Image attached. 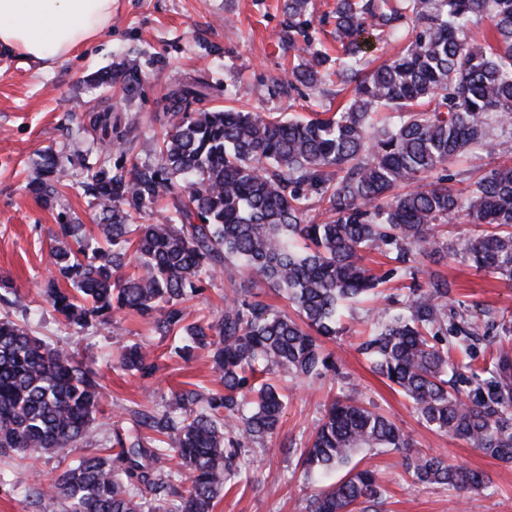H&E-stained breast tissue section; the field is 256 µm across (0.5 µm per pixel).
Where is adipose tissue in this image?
Wrapping results in <instances>:
<instances>
[{"instance_id":"1","label":"adipose tissue","mask_w":512,"mask_h":512,"mask_svg":"<svg viewBox=\"0 0 512 512\" xmlns=\"http://www.w3.org/2000/svg\"><path fill=\"white\" fill-rule=\"evenodd\" d=\"M112 19V0H0V47L39 69L75 55Z\"/></svg>"}]
</instances>
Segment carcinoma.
Segmentation results:
<instances>
[{"label":"carcinoma","mask_w":512,"mask_h":512,"mask_svg":"<svg viewBox=\"0 0 512 512\" xmlns=\"http://www.w3.org/2000/svg\"><path fill=\"white\" fill-rule=\"evenodd\" d=\"M310 0H284L281 40L303 43L288 90L315 86L329 60L320 48ZM336 75L353 86L348 107L324 117L281 120L265 112L192 108L209 96L199 79L179 83L163 107L155 164L88 168L84 187L99 210L89 244L84 225L62 218L50 248L55 276L43 295L70 327L106 325L133 312L177 339L175 353L204 350L221 391L171 392L164 411L140 413L111 456L88 454L32 488L30 497L61 500L65 512H213L242 471L246 448L274 435L287 405L276 384L258 376H318L329 367L321 339L339 333L344 302L375 294L383 282L414 276L420 260L463 254L473 267L512 285V165L470 183L461 198L445 166L487 150L488 113L512 125V0H336L332 11ZM485 21V43L469 39ZM402 41L395 57L366 70V31ZM394 120L377 129L373 114ZM63 164L41 154L29 189L51 202ZM328 221L308 218L309 197ZM171 201L163 224H135L131 211ZM487 226L475 237L448 238V225ZM390 259L378 275L366 251ZM237 261L252 279L224 298L213 321H186L184 303L205 277ZM264 284L298 318L273 311L251 292ZM478 325L448 310V280L412 288L402 309L375 310L357 350L373 371L408 397L429 429L512 462V359L502 351L466 376L450 350L467 351ZM112 366L153 377L158 366L140 346L111 356ZM97 373L28 327L0 319V457L66 460L99 428ZM386 416L351 398L326 411L298 463L306 474L347 471L313 494L307 512H385L387 492L373 471L349 466L360 448H410ZM177 458L188 474L156 464ZM415 482L477 493L489 478L440 456L406 454ZM188 487L179 489V481Z\"/></svg>","instance_id":"obj_1"}]
</instances>
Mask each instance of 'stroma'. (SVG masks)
<instances>
[{
    "mask_svg": "<svg viewBox=\"0 0 512 512\" xmlns=\"http://www.w3.org/2000/svg\"><path fill=\"white\" fill-rule=\"evenodd\" d=\"M287 23L283 0H112V20L105 31L51 72L26 66L16 54L0 48V279H9L18 299L12 307L0 304V314L27 325L33 336L70 347L79 361L95 370L104 392L97 414L103 426L94 439L74 449V456L91 450L110 454V438L133 430L134 412L162 410L171 391L213 386L206 353L181 359L173 352V338L154 332L140 317L121 314L106 325L69 329L42 297L40 286L51 275L47 256L60 216L89 226L98 217L82 187L83 166L96 162L105 143L119 140L128 149L126 162L155 163L164 98L178 80L207 82L213 107L236 106L285 117L337 111L351 94L338 92L336 76L292 94L275 90V83L287 80L298 59L297 51L279 40ZM106 69L114 79L104 88L95 78ZM90 112L99 120L96 130L87 134L81 125ZM486 128L491 150L470 155L463 164H449V172L462 165L485 171L512 159V126H501L491 117ZM46 151L68 160L61 193L48 205L26 188ZM232 272L229 278H211L204 293L189 302L188 321L222 314L231 282L249 279L241 267ZM433 273L450 284L449 307L468 310L479 325L471 356L459 360L462 372L488 364L500 346L497 319L512 326V287L460 256L422 261L415 280L387 282L376 301L363 300L346 309L340 334L323 343L333 356V369L282 381L288 407L276 434L246 449L241 456L246 478L218 499L213 512H304L322 482L304 474L293 451L307 443L338 396L359 397L368 408L396 421L416 451L490 477L475 495L422 485L404 471L401 452L360 449L353 459L375 470L390 497V512H512V463L426 428L411 402L373 373L355 349L372 304L393 306L411 284L427 286ZM135 343L143 344L159 364L152 378L115 369L105 359ZM60 468L58 459L49 457L0 461V512H62L61 502L47 499L33 505L28 498L36 479H48Z\"/></svg>",
    "mask_w": 512,
    "mask_h": 512,
    "instance_id": "35a3bbf8",
    "label": "stroma"
}]
</instances>
